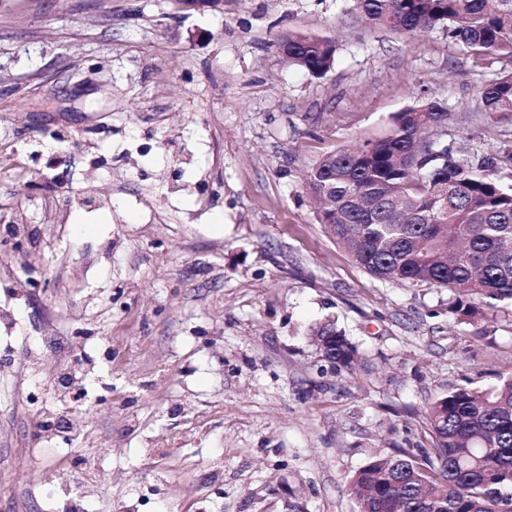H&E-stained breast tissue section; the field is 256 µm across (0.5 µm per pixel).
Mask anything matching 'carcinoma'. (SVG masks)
I'll return each instance as SVG.
<instances>
[{
    "label": "carcinoma",
    "instance_id": "1",
    "mask_svg": "<svg viewBox=\"0 0 512 512\" xmlns=\"http://www.w3.org/2000/svg\"><path fill=\"white\" fill-rule=\"evenodd\" d=\"M376 27L448 37L494 64H512V0H353ZM286 62L317 78L335 43L291 33ZM480 110L512 123V68L479 86ZM446 116L435 101L398 113L390 134L330 153L307 176L319 223L371 277L446 288L449 312L470 321L512 303V187L485 158L463 166L448 146L422 137ZM320 353L340 369L358 361L336 322L317 324ZM433 446L375 457L350 479L358 512H512V373L490 390L457 389L429 404Z\"/></svg>",
    "mask_w": 512,
    "mask_h": 512
}]
</instances>
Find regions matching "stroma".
I'll list each match as a JSON object with an SVG mask.
<instances>
[{"label": "stroma", "instance_id": "1", "mask_svg": "<svg viewBox=\"0 0 512 512\" xmlns=\"http://www.w3.org/2000/svg\"><path fill=\"white\" fill-rule=\"evenodd\" d=\"M291 32L335 40L326 76L279 55ZM497 71L351 0H0V222L31 240L0 251V512H53L79 448L86 512H357L370 457L431 447L432 401L512 372V304L464 323L374 279L304 176L427 100L457 159L512 151L479 109ZM327 319L353 373L311 343ZM75 357L79 431L36 438L26 398L58 406ZM100 477L101 475L95 467L84 465L81 468L77 466L71 468L68 480L73 486L92 491L100 482Z\"/></svg>", "mask_w": 512, "mask_h": 512}]
</instances>
